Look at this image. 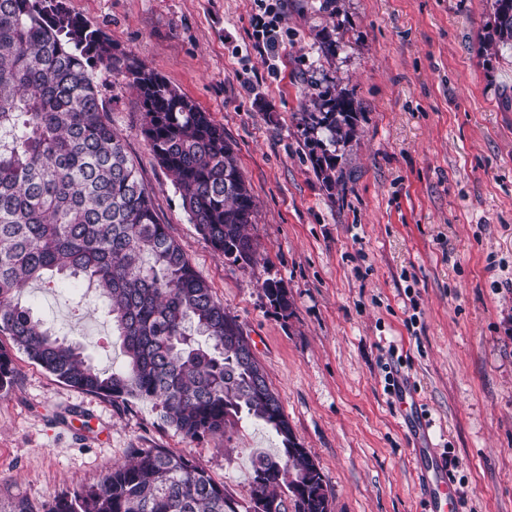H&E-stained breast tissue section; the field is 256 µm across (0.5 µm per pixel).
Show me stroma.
<instances>
[{
  "label": "stroma",
  "instance_id": "35a3bbf8",
  "mask_svg": "<svg viewBox=\"0 0 512 512\" xmlns=\"http://www.w3.org/2000/svg\"><path fill=\"white\" fill-rule=\"evenodd\" d=\"M275 50L256 46L257 0H67L224 128L257 201L256 264L214 251L190 224L141 133L136 92L99 73L100 97L160 223L236 317L333 512H429L418 440L396 383L414 393L458 512H512V49L482 47L490 0H283ZM336 51L323 54V32ZM352 93L348 178L326 190L296 114L325 87ZM293 302L276 314L265 280ZM23 303L101 367L119 366L102 311L65 288ZM0 392V512L99 480L132 448L191 456L246 506L252 459L273 434L185 439L151 404L67 386L15 352Z\"/></svg>",
  "mask_w": 512,
  "mask_h": 512
}]
</instances>
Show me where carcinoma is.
Here are the masks:
<instances>
[{"instance_id":"carcinoma-1","label":"carcinoma","mask_w":512,"mask_h":512,"mask_svg":"<svg viewBox=\"0 0 512 512\" xmlns=\"http://www.w3.org/2000/svg\"><path fill=\"white\" fill-rule=\"evenodd\" d=\"M485 49L512 47V0H493ZM65 0H0V334L64 384L127 404H152L184 438L230 436L250 419L279 448L252 460L245 512H332L323 475L293 432L236 318L214 298L159 223L98 96L97 72L132 87L142 134L171 176L190 223L224 258L257 262L248 233L255 197L224 127L133 53L99 37ZM356 102L327 89L296 127L328 190L344 181L333 147L355 136ZM95 291L124 356L100 370L21 303L36 282ZM262 289L281 316L293 313L282 282ZM15 512H238L224 486L190 457L131 448L100 481L70 497Z\"/></svg>"}]
</instances>
